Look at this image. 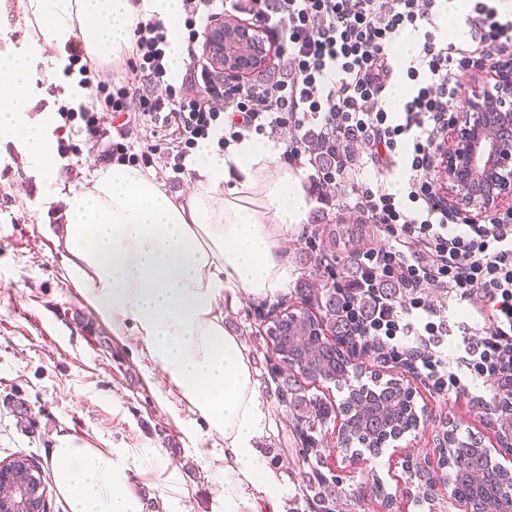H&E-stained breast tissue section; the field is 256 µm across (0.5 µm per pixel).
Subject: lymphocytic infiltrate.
Instances as JSON below:
<instances>
[{
    "instance_id": "lymphocytic-infiltrate-1",
    "label": "lymphocytic infiltrate",
    "mask_w": 512,
    "mask_h": 512,
    "mask_svg": "<svg viewBox=\"0 0 512 512\" xmlns=\"http://www.w3.org/2000/svg\"><path fill=\"white\" fill-rule=\"evenodd\" d=\"M191 60L181 85L165 62L168 29L138 19L126 69L147 92L121 79L96 81L81 42L68 51L85 83L103 96L113 119L134 113L170 130L178 159L199 141L219 149L244 133L292 130L295 160L316 139L328 168L311 180L324 201L352 197L361 223L389 243L365 253L346 287L355 298L344 316L394 360L412 359L436 391L501 410L512 398V208L472 223L441 198L433 173L438 138L460 111L452 71H498L512 63V18L473 0L469 48L428 29L439 0H183ZM248 15L274 44L264 78L226 89L196 51L199 26L217 16ZM423 34L405 74L410 94L402 119L386 98L398 76L394 47L405 31ZM402 170V193L391 177ZM445 300L435 303L431 289Z\"/></svg>"
}]
</instances>
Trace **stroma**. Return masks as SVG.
Returning <instances> with one entry per match:
<instances>
[{
  "instance_id": "1",
  "label": "stroma",
  "mask_w": 512,
  "mask_h": 512,
  "mask_svg": "<svg viewBox=\"0 0 512 512\" xmlns=\"http://www.w3.org/2000/svg\"><path fill=\"white\" fill-rule=\"evenodd\" d=\"M59 142L67 158L62 179L86 184L104 158L90 150L81 121L67 125ZM62 210V202L44 200L13 145H0V461L32 457L47 488V512H68L50 450L59 434L69 433L96 448L124 450L131 485L148 512H224L215 485L225 467L223 440L209 435L199 415L167 390L159 370L129 338L114 335L75 288L66 271ZM353 221L348 208L317 201L307 222L285 235V290L243 298L227 315L252 360L268 417L260 448L279 486L276 497L255 494L253 512H313L306 491L313 477L325 481L329 512H461L447 470L435 465L438 440L453 424L460 438H479L493 461L505 462L512 459V424L501 413L443 397L415 371L377 355H355L350 378L403 380L420 418L417 430L385 442L373 456L359 445L346 452L336 446L347 389L302 381L307 398L332 408L311 428L277 398L288 372L267 341L266 313L279 304L298 307L296 291L309 272L305 252L320 243L323 225ZM19 403L27 417L17 414ZM424 475L434 486L419 502L416 486Z\"/></svg>"
}]
</instances>
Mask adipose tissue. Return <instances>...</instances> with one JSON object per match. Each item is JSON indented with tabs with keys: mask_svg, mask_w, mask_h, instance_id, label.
I'll use <instances>...</instances> for the list:
<instances>
[{
	"mask_svg": "<svg viewBox=\"0 0 512 512\" xmlns=\"http://www.w3.org/2000/svg\"><path fill=\"white\" fill-rule=\"evenodd\" d=\"M37 23L25 47L0 51V140L66 208L68 268L96 314L130 337L190 404L231 465L219 482L224 512H250L249 493L278 485L257 446L266 425L250 358L225 314L241 296L272 297L288 283L279 234L305 223L313 202L301 173L278 165L281 144L252 133L225 153L199 144L188 193L139 164L98 166L89 185L59 178L53 112L37 110L36 81L59 86L68 109L88 102L67 47L83 36L99 59L129 48L139 16L166 24L171 75L184 68L183 0H22ZM52 459L69 512H145L114 451L61 435Z\"/></svg>",
	"mask_w": 512,
	"mask_h": 512,
	"instance_id": "adipose-tissue-1",
	"label": "adipose tissue"
}]
</instances>
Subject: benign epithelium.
Instances as JSON below:
<instances>
[{
	"mask_svg": "<svg viewBox=\"0 0 512 512\" xmlns=\"http://www.w3.org/2000/svg\"><path fill=\"white\" fill-rule=\"evenodd\" d=\"M204 52L228 84L265 74L272 51L261 30L234 17L208 30ZM437 185L452 205L469 215L476 210L512 207V74L499 77L490 93L474 77L471 95L438 152ZM13 467L0 463V512H45L47 491L32 484L17 507Z\"/></svg>",
	"mask_w": 512,
	"mask_h": 512,
	"instance_id": "7a95c632",
	"label": "benign epithelium"
}]
</instances>
